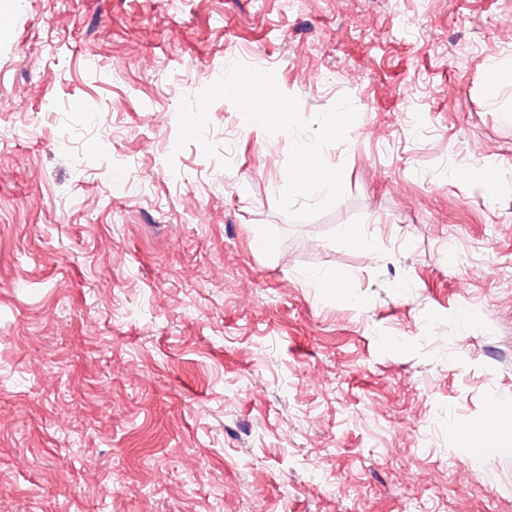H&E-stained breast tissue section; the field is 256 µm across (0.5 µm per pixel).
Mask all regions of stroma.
I'll return each instance as SVG.
<instances>
[{
  "label": "stroma",
  "mask_w": 512,
  "mask_h": 512,
  "mask_svg": "<svg viewBox=\"0 0 512 512\" xmlns=\"http://www.w3.org/2000/svg\"><path fill=\"white\" fill-rule=\"evenodd\" d=\"M1 8L0 512H512L457 434L512 418V0ZM236 61L350 97L329 211L278 209L290 139L230 101L176 149Z\"/></svg>",
  "instance_id": "obj_1"
}]
</instances>
